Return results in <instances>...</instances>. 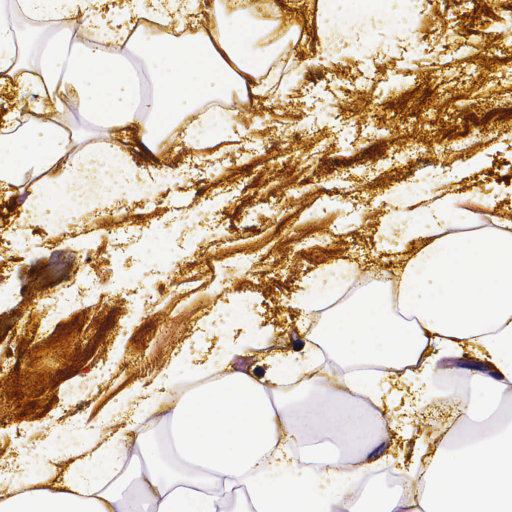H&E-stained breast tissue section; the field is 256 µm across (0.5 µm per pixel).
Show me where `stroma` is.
Masks as SVG:
<instances>
[{
  "mask_svg": "<svg viewBox=\"0 0 512 512\" xmlns=\"http://www.w3.org/2000/svg\"><path fill=\"white\" fill-rule=\"evenodd\" d=\"M433 2L418 37L387 49L367 38L335 69L308 67L300 84L297 64L314 35L291 16L273 54L288 65L268 106L243 112L235 95L208 103V110L233 113L250 136L225 141L223 173L193 182L196 201L182 208L180 220L150 204L161 182L178 179L194 153L177 129L152 153L134 129L84 124L78 150L117 146L159 178L138 185L124 212L69 226L63 235L44 224H15L25 199L0 193V236L16 238L0 256V460L16 458L22 441H38L34 470L41 479L73 474L92 442L111 441L125 428L124 403L175 359L184 358L186 373L174 397L217 384L228 336L254 339L239 365L257 378L271 360L298 348L327 360L314 334L319 317L303 318L292 299L318 287L317 271L341 262L364 277L381 274L404 246L403 225L423 220L424 199L439 183L474 212L476 223L512 220V136L504 135L498 113L501 102H512V28L502 26L512 0ZM440 31L469 45V55L437 53ZM299 126L305 132L297 137ZM253 137L270 144V153L257 155ZM417 147L426 148L436 175L417 173L411 156ZM306 167L313 187L292 195ZM324 184L339 190L342 208H324ZM271 199L277 207L263 211ZM349 209L361 213L360 223H345ZM87 261L99 288L80 304L57 305ZM65 333L67 345L45 350ZM39 347L43 355L30 358ZM480 361L466 348L440 362L438 399L411 432L388 431L389 469L399 483L448 449L446 435L470 427L444 394L458 381L461 396L469 397L473 384L464 365ZM199 363L214 366V374L196 377ZM43 372L54 382L37 396L45 411L20 415L11 378ZM346 380L327 366L281 377L275 389L286 397L320 382L339 392Z\"/></svg>",
  "mask_w": 512,
  "mask_h": 512,
  "instance_id": "obj_1",
  "label": "stroma"
}]
</instances>
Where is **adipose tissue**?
<instances>
[{
    "label": "adipose tissue",
    "instance_id": "1",
    "mask_svg": "<svg viewBox=\"0 0 512 512\" xmlns=\"http://www.w3.org/2000/svg\"><path fill=\"white\" fill-rule=\"evenodd\" d=\"M13 13L0 19V87L29 104L0 118V187L24 194L20 223L91 224L130 205L143 172L116 148L76 152L77 117L138 129L154 149L170 129L183 127L185 138L201 144L191 176L204 179L224 168L223 153L210 148L223 140L224 125L201 103L232 90L268 103L264 72L276 44L266 39L262 20L281 16L280 0H264L258 11L251 0H13ZM172 15L192 17L184 36L148 24ZM18 16L78 20L88 38L70 46L62 31L39 34L32 63L21 50L26 37ZM134 55L153 72L152 87L134 74ZM73 98L81 115L64 109ZM460 211L446 195L423 221L405 225V238L417 248L395 269L394 287L374 282L345 302L336 275L297 302L304 313L321 315L316 334L336 362L411 373V415L431 403L437 360L464 346L488 365L473 375L475 398L493 406L512 390V224L466 230L455 222ZM244 348L228 343L221 381L176 401L171 445L139 444L133 460L110 444L93 446L79 478L49 486L36 485L17 461L0 472V512H224L225 490L252 468L260 474L251 485L256 512H512V422L462 434L428 467L413 497L397 489L347 507L351 476L339 457L321 455L304 470L279 450L336 431L365 447L374 433L354 412L336 410L334 396L280 400L268 381L237 369ZM119 466L133 483L127 496L107 480Z\"/></svg>",
    "mask_w": 512,
    "mask_h": 512
}]
</instances>
